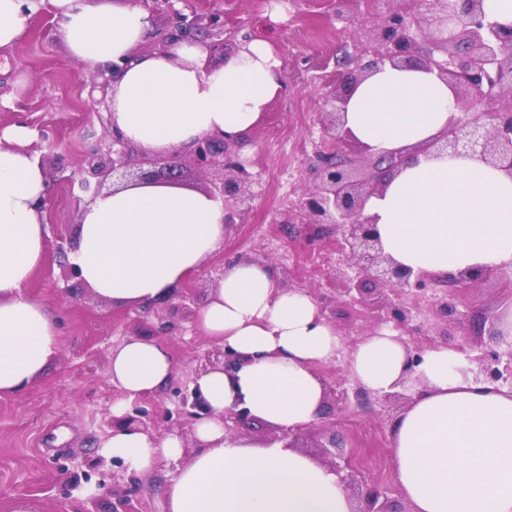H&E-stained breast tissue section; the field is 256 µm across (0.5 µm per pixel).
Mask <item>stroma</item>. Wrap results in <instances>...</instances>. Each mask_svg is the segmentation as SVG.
Instances as JSON below:
<instances>
[{"label": "stroma", "mask_w": 512, "mask_h": 512, "mask_svg": "<svg viewBox=\"0 0 512 512\" xmlns=\"http://www.w3.org/2000/svg\"><path fill=\"white\" fill-rule=\"evenodd\" d=\"M193 11L214 14L224 24L220 31L198 32L199 42L230 48L255 37L273 40L284 90L246 142L228 146L253 181L246 197L225 199L224 209L233 213L234 222L225 228L220 251L193 280V298L184 304L174 299L150 307H116L71 274L69 256L79 223L75 203L90 199L79 185V162L87 151L106 148L110 141L111 90L104 87L103 76L67 56L55 35L59 23L47 10L33 14L21 40L0 49V132L15 125L32 130L28 148L44 159L50 182L46 258L23 293L53 312L58 329L54 359L22 390L0 396V512H12L21 498L29 500L34 512H165L173 463L160 460L134 475L99 452L103 439L120 424L112 406L124 397L110 380L108 357L131 336L167 345L175 363L169 381L133 405L150 418L154 437L180 436L185 458H192L197 451L193 424L179 415L177 393L191 387L198 356L216 347L197 330L196 316L225 263L238 256L268 258L292 287L309 292L342 336L344 353L385 326L380 312L344 295L336 275L335 232L310 235L288 220L315 182L322 96L356 66L365 40L366 5L353 2L340 19L334 0H169L149 15L154 36L148 49L171 40L173 13ZM511 282L503 274L454 291L462 319L452 324L437 314L430 299L419 300L404 340L426 350L465 342L475 332V321L512 305L505 292ZM319 373L336 383L343 398L297 433L295 447L323 464V445L336 435L353 467L387 487L397 512H408L410 505L393 479L390 443L401 405L383 408L357 400L344 354L320 366Z\"/></svg>", "instance_id": "obj_1"}]
</instances>
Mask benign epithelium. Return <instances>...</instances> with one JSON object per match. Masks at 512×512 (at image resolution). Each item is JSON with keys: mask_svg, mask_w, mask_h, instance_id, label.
I'll list each match as a JSON object with an SVG mask.
<instances>
[{"mask_svg": "<svg viewBox=\"0 0 512 512\" xmlns=\"http://www.w3.org/2000/svg\"><path fill=\"white\" fill-rule=\"evenodd\" d=\"M384 6L380 21L366 29L368 44L364 63L342 77L343 86L365 79L380 65L418 67L437 71L455 89L459 117L448 129L423 148L448 155L471 153L512 175V107L500 105L503 96L512 98V58L504 52L512 47V27L486 19L484 0H377ZM218 23L215 16L178 14L175 27L189 35ZM344 91L334 89L320 113L323 149L315 167L318 185L302 195L299 215L306 224L328 225L338 232V251L343 266L336 268L346 284L345 293L356 294L360 303L377 304L387 318L404 325L410 308L399 301L416 300L432 285L469 288L490 279L497 270L462 272L437 277L413 270L385 254L375 224L364 215L366 200L383 190L404 165L405 157L396 152L368 153L350 139L344 129ZM226 141L217 136L198 139L171 157H152L141 153L112 132L107 151H91L82 159L80 173L96 178L90 185L81 180L84 190L98 196L109 176L140 181V170L147 164L166 171V182L179 177L182 159L188 158L201 170L215 176L209 193L235 196L247 190L245 168L225 152ZM471 365L474 380L488 385L507 384L512 388V341L506 348L473 341L462 347ZM238 356L226 348L204 356L196 373L220 367L232 371ZM182 414L200 420L211 414L210 407L192 390L181 398ZM249 420L245 409L224 413V428L231 431ZM364 506L358 512H393L387 489L378 483L365 485Z\"/></svg>", "mask_w": 512, "mask_h": 512, "instance_id": "7a95c632", "label": "benign epithelium"}]
</instances>
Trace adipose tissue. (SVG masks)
Returning <instances> with one entry per match:
<instances>
[{"instance_id":"adipose-tissue-1","label":"adipose tissue","mask_w":512,"mask_h":512,"mask_svg":"<svg viewBox=\"0 0 512 512\" xmlns=\"http://www.w3.org/2000/svg\"><path fill=\"white\" fill-rule=\"evenodd\" d=\"M48 8L70 57L105 68L112 124L142 151L168 156L206 135L242 139L263 121L283 89L282 62L265 39L213 60L193 40L143 51L148 13L134 0H0V48L11 46L32 15ZM453 88L417 67L375 69L348 91L345 121L376 153L406 163L368 198L383 249L399 264L443 276L512 264V176L476 156L423 154L456 115ZM30 129L0 132V395L24 388L57 354L56 322L22 294L45 251L43 211L49 185L27 151ZM223 201L172 185L112 187L83 206L71 261L82 281L116 306H148L195 275L224 243ZM199 330L240 358L232 373L214 369L192 386L212 414L197 421L198 452L183 462L184 442L121 428L103 440V457L141 473L156 460L181 461L166 489L168 512H351L343 483L328 466L276 444L252 448L226 436L222 415L297 431L318 421L324 381L318 366L342 347L336 329L304 290L284 288L273 267L242 260L227 266L197 315ZM405 350L383 329L350 353L348 371L363 387L390 391ZM174 362L155 339L132 337L109 356V375L127 404L157 391ZM463 353L427 350L410 383L413 398L391 427L394 480L413 512H512V392L474 381Z\"/></svg>"}]
</instances>
